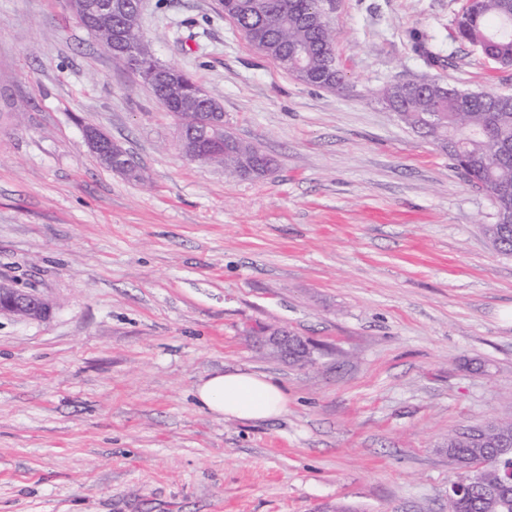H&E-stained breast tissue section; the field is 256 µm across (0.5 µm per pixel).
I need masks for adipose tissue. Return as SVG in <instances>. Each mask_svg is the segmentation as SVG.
<instances>
[{
    "mask_svg": "<svg viewBox=\"0 0 512 512\" xmlns=\"http://www.w3.org/2000/svg\"><path fill=\"white\" fill-rule=\"evenodd\" d=\"M197 405L219 417L259 421L288 410L283 388L267 375L245 370L218 372L199 382Z\"/></svg>",
    "mask_w": 512,
    "mask_h": 512,
    "instance_id": "obj_1",
    "label": "adipose tissue"
}]
</instances>
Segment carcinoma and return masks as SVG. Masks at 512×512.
Segmentation results:
<instances>
[{"instance_id": "obj_1", "label": "carcinoma", "mask_w": 512, "mask_h": 512, "mask_svg": "<svg viewBox=\"0 0 512 512\" xmlns=\"http://www.w3.org/2000/svg\"><path fill=\"white\" fill-rule=\"evenodd\" d=\"M224 14L263 54L298 81L335 88L343 81L338 66L327 67L334 55L335 34L328 24L322 0H219ZM512 0H469L455 21L458 38L478 47L484 58L512 66ZM387 108L448 154L465 182L483 191L495 213L512 209V105H501L496 95L449 88L437 81L407 80L390 84L383 93ZM224 154L211 163L241 178L263 175L273 160L256 157L258 148L231 132ZM493 248L512 254V223L485 225ZM512 438V418L489 424L486 439L476 443L448 434L454 461L484 463L478 479L484 485L500 483L503 467L512 454L501 453L503 441ZM512 492L493 500L484 494L453 495L448 512H502Z\"/></svg>"}]
</instances>
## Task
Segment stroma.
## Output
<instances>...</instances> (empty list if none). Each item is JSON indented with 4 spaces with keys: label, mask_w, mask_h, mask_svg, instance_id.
Instances as JSON below:
<instances>
[{
    "label": "stroma",
    "mask_w": 512,
    "mask_h": 512,
    "mask_svg": "<svg viewBox=\"0 0 512 512\" xmlns=\"http://www.w3.org/2000/svg\"><path fill=\"white\" fill-rule=\"evenodd\" d=\"M466 0H324L344 82L308 86L218 0H142L163 63L275 161H192L172 115L68 11L0 0V512H446L448 434L512 414V256L489 198L386 109L421 78L512 94L455 39ZM120 144L143 180L89 151ZM311 342L299 367L263 330ZM273 377L288 411L217 417L196 384ZM85 142L102 163L110 166L113 171L124 174L127 165H122L123 150L110 137L102 132L86 131ZM49 313V304L34 290L16 288L9 280L0 278V314L41 320Z\"/></svg>",
    "instance_id": "1"
}]
</instances>
